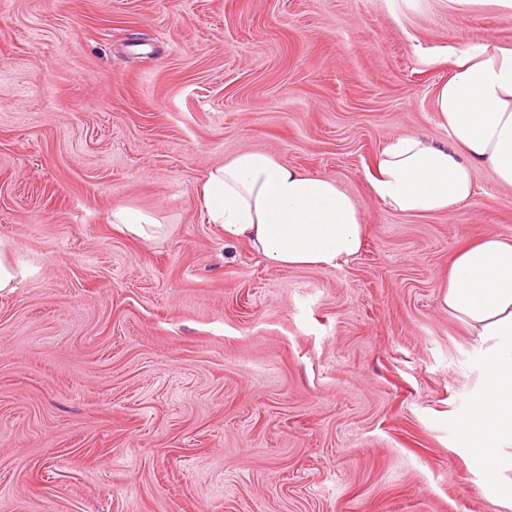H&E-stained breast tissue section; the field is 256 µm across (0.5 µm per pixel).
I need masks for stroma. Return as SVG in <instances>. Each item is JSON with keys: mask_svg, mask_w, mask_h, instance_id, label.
Instances as JSON below:
<instances>
[{"mask_svg": "<svg viewBox=\"0 0 512 512\" xmlns=\"http://www.w3.org/2000/svg\"><path fill=\"white\" fill-rule=\"evenodd\" d=\"M484 42L512 19L450 0H0V512H512L441 302L460 248L512 240V191L479 168L407 216L369 187L387 140L447 141L435 89ZM246 149L353 195L359 254L225 243L197 187ZM112 221L121 224L129 234L151 239L161 234L163 224H160L151 214L133 207H118L112 211Z\"/></svg>", "mask_w": 512, "mask_h": 512, "instance_id": "35a3bbf8", "label": "stroma"}]
</instances>
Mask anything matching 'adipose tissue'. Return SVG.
Here are the masks:
<instances>
[{
  "label": "adipose tissue",
  "mask_w": 512,
  "mask_h": 512,
  "mask_svg": "<svg viewBox=\"0 0 512 512\" xmlns=\"http://www.w3.org/2000/svg\"><path fill=\"white\" fill-rule=\"evenodd\" d=\"M435 108L447 142L419 133L387 140L370 178L373 195L406 215L449 214L473 195L478 167L512 189V49L478 44L461 53L435 90ZM199 196L225 241L248 242L283 268H333L361 248L365 224L353 196L262 151L209 170ZM442 303L489 346L464 443L512 470V453L502 451L512 446V241L487 235L457 252Z\"/></svg>",
  "instance_id": "obj_1"
}]
</instances>
